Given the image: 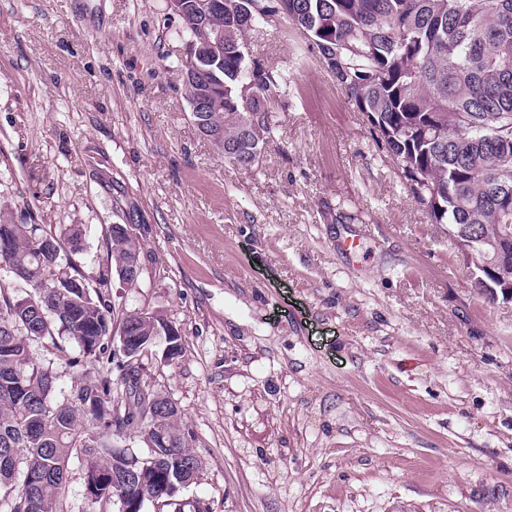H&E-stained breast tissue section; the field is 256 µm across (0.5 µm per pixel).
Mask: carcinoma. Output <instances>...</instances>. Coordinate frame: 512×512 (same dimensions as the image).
Returning a JSON list of instances; mask_svg holds the SVG:
<instances>
[{"instance_id":"1","label":"carcinoma","mask_w":512,"mask_h":512,"mask_svg":"<svg viewBox=\"0 0 512 512\" xmlns=\"http://www.w3.org/2000/svg\"><path fill=\"white\" fill-rule=\"evenodd\" d=\"M202 0H186L182 35H197ZM255 0H224L209 18L224 28V65L188 92L192 121L205 114L224 128V160L259 164L273 136L271 113L289 104L293 78L246 50V33L268 19ZM280 20L304 41L370 125L379 149L394 160L412 198L444 233H467L493 255L500 234L512 235V0H270ZM261 117L248 135L242 118ZM84 230L58 237L39 224L0 223V512H69L68 473L80 465L86 512H143L147 502L195 482L177 410L142 382L135 358L117 364L119 329L144 352L167 322L155 312L124 315L89 287L71 256ZM110 272L141 256L139 237L116 225L108 234ZM27 287L14 294V284ZM78 348L70 364H99L94 381L59 386L52 359L33 348L45 340ZM151 439L140 454L117 440Z\"/></svg>"}]
</instances>
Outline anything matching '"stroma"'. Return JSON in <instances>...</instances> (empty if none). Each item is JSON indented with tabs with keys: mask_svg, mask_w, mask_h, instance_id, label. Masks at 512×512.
Listing matches in <instances>:
<instances>
[{
	"mask_svg": "<svg viewBox=\"0 0 512 512\" xmlns=\"http://www.w3.org/2000/svg\"><path fill=\"white\" fill-rule=\"evenodd\" d=\"M247 47L296 73L250 171L191 119L166 0H0V217L82 225L93 286L135 225L138 283L104 293L181 337L143 380L200 475L145 512H512V300L473 288L299 35Z\"/></svg>",
	"mask_w": 512,
	"mask_h": 512,
	"instance_id": "obj_1",
	"label": "stroma"
}]
</instances>
